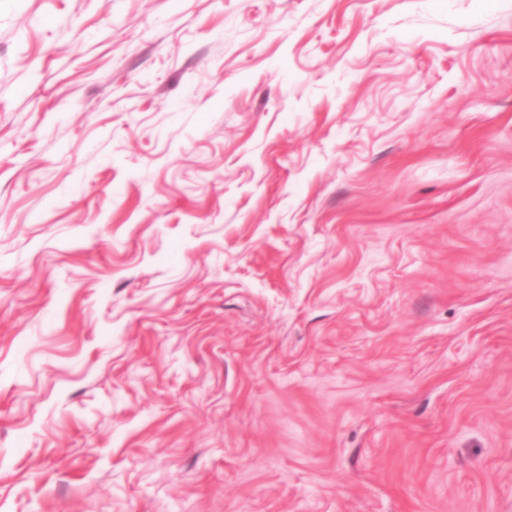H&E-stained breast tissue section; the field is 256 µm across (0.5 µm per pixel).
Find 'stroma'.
I'll use <instances>...</instances> for the list:
<instances>
[{
    "label": "stroma",
    "instance_id": "35a3bbf8",
    "mask_svg": "<svg viewBox=\"0 0 512 512\" xmlns=\"http://www.w3.org/2000/svg\"><path fill=\"white\" fill-rule=\"evenodd\" d=\"M0 512H512V0H0Z\"/></svg>",
    "mask_w": 512,
    "mask_h": 512
}]
</instances>
